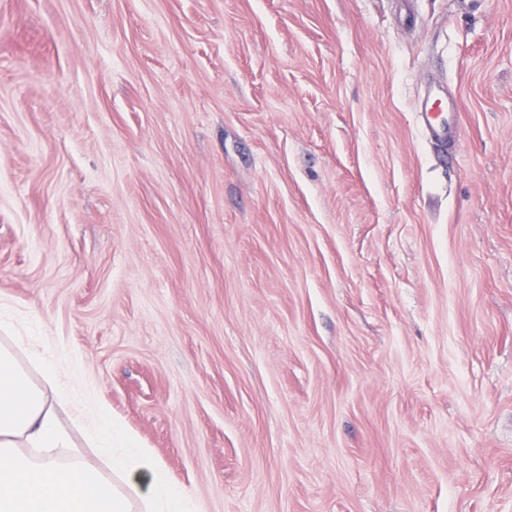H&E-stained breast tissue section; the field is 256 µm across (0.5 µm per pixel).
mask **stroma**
<instances>
[{
	"label": "stroma",
	"mask_w": 512,
	"mask_h": 512,
	"mask_svg": "<svg viewBox=\"0 0 512 512\" xmlns=\"http://www.w3.org/2000/svg\"><path fill=\"white\" fill-rule=\"evenodd\" d=\"M0 344L200 512H512V0H0ZM423 128L434 143L448 146L459 137V108L454 95L443 87H430L418 111Z\"/></svg>",
	"instance_id": "35a3bbf8"
}]
</instances>
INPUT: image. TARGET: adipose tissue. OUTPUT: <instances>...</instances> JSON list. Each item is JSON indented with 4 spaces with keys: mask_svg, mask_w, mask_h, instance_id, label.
Here are the masks:
<instances>
[{
    "mask_svg": "<svg viewBox=\"0 0 512 512\" xmlns=\"http://www.w3.org/2000/svg\"><path fill=\"white\" fill-rule=\"evenodd\" d=\"M33 383L11 349L0 346V512H195L164 465L101 411L91 434L108 472L78 461L61 465L54 449L71 445L58 412L59 369L38 364Z\"/></svg>",
    "mask_w": 512,
    "mask_h": 512,
    "instance_id": "ef3b65f1",
    "label": "adipose tissue"
}]
</instances>
